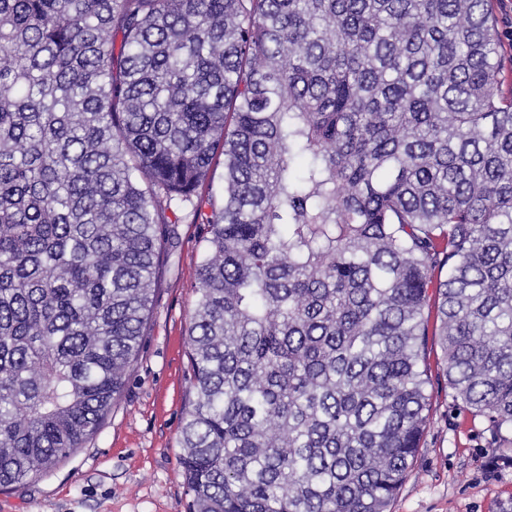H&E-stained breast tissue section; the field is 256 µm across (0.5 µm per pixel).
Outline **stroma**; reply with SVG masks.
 <instances>
[{
    "label": "stroma",
    "mask_w": 512,
    "mask_h": 512,
    "mask_svg": "<svg viewBox=\"0 0 512 512\" xmlns=\"http://www.w3.org/2000/svg\"><path fill=\"white\" fill-rule=\"evenodd\" d=\"M161 270L153 316L126 389L98 434L49 475L0 491V512H186L181 420L190 395L186 340L205 228L179 227ZM422 448L391 512H512V439L459 409L452 390L433 397Z\"/></svg>",
    "instance_id": "obj_1"
}]
</instances>
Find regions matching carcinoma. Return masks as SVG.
Returning a JSON list of instances; mask_svg holds the SVG:
<instances>
[{
	"mask_svg": "<svg viewBox=\"0 0 512 512\" xmlns=\"http://www.w3.org/2000/svg\"><path fill=\"white\" fill-rule=\"evenodd\" d=\"M487 2L0 0V490L100 431L188 217L186 512H390L431 336L512 433Z\"/></svg>",
	"mask_w": 512,
	"mask_h": 512,
	"instance_id": "1",
	"label": "carcinoma"
}]
</instances>
